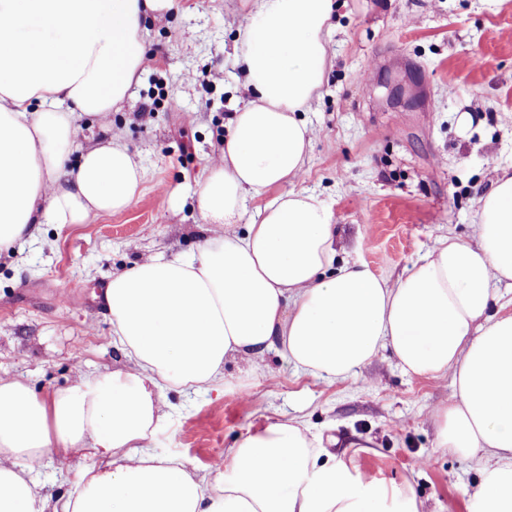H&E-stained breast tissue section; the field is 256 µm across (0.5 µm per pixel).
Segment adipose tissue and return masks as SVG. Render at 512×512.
<instances>
[{"instance_id": "1", "label": "adipose tissue", "mask_w": 512, "mask_h": 512, "mask_svg": "<svg viewBox=\"0 0 512 512\" xmlns=\"http://www.w3.org/2000/svg\"><path fill=\"white\" fill-rule=\"evenodd\" d=\"M174 0H0V252L42 224H87L131 207L145 172L118 135L71 163L75 123L107 118L147 61L148 16ZM334 0H251L241 52L248 102L198 184L205 223L257 218L210 235L197 254L157 255L112 275L105 301L131 367L83 376L52 397L0 379V512H46L32 473L48 448L91 441L99 466L60 512H419L410 484L385 487L324 456L288 418L240 436L213 484L175 456L146 452L166 387L208 390L231 358L276 350L340 381L391 350L411 376H451L436 410L440 447L479 459L472 512H512V169L480 199L474 240L448 235L391 281L338 258L337 226L316 196L290 190L309 157L300 112L330 60Z\"/></svg>"}]
</instances>
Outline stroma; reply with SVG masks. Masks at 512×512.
<instances>
[{
  "instance_id": "35a3bbf8",
  "label": "stroma",
  "mask_w": 512,
  "mask_h": 512,
  "mask_svg": "<svg viewBox=\"0 0 512 512\" xmlns=\"http://www.w3.org/2000/svg\"><path fill=\"white\" fill-rule=\"evenodd\" d=\"M248 22L246 0H175L147 18L153 69L107 119H78L70 156L119 134L146 171L143 193L88 224L41 225L0 254V378L48 396L126 369L103 288L146 257L196 253L207 236L195 191L249 98L236 62ZM328 51L292 187L331 210L340 257L394 280L441 237L473 239L482 193L512 166V0H337ZM451 395L450 376L406 375L388 351L338 382L271 351L257 370L228 361L222 391L165 389L169 416L147 446L208 482L238 436L296 417L351 469L410 482L421 512H470L479 464L438 445L433 410ZM98 464L88 445L48 450L36 490L59 503Z\"/></svg>"
}]
</instances>
